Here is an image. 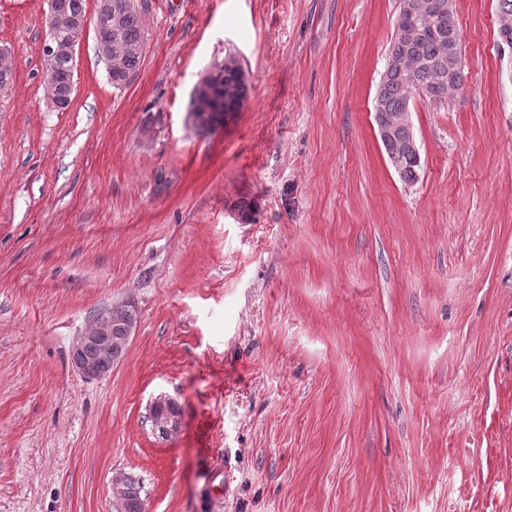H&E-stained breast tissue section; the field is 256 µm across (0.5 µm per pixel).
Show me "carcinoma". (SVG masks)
Here are the masks:
<instances>
[{"label": "carcinoma", "instance_id": "cac0c4a2", "mask_svg": "<svg viewBox=\"0 0 512 512\" xmlns=\"http://www.w3.org/2000/svg\"><path fill=\"white\" fill-rule=\"evenodd\" d=\"M112 8L94 13V27L112 40L113 86L127 76H136L145 56L146 34L139 9L128 0H109ZM498 41L512 42V0H496ZM69 63L63 57L46 62L45 75L66 80ZM464 86L460 32L452 0H399V12L391 35L387 62L375 96L380 120L407 111L412 92L431 103L443 102ZM247 96V85L239 83L237 69L227 67L220 86L206 110L193 112L192 124L206 131L221 123ZM413 131L401 127L383 144L390 164L405 183L417 179L420 161L410 153L406 141ZM137 318L130 306L112 307V339L125 333V323ZM140 482L123 483L119 504L122 512H145Z\"/></svg>", "mask_w": 512, "mask_h": 512}]
</instances>
